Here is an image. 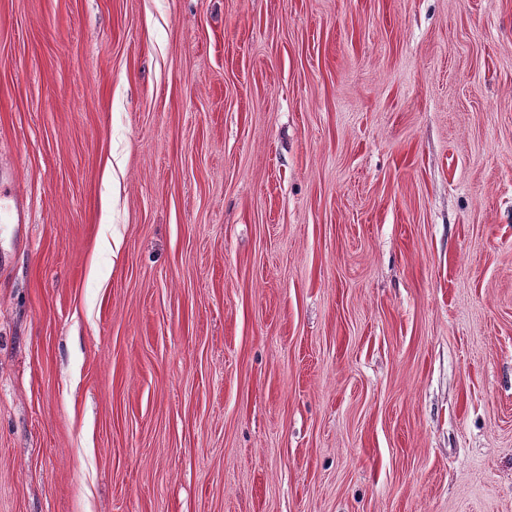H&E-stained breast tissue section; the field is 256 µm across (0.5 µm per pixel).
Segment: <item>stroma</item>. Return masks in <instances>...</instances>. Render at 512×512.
<instances>
[{
  "instance_id": "1",
  "label": "stroma",
  "mask_w": 512,
  "mask_h": 512,
  "mask_svg": "<svg viewBox=\"0 0 512 512\" xmlns=\"http://www.w3.org/2000/svg\"><path fill=\"white\" fill-rule=\"evenodd\" d=\"M0 512H512V0H0Z\"/></svg>"
}]
</instances>
